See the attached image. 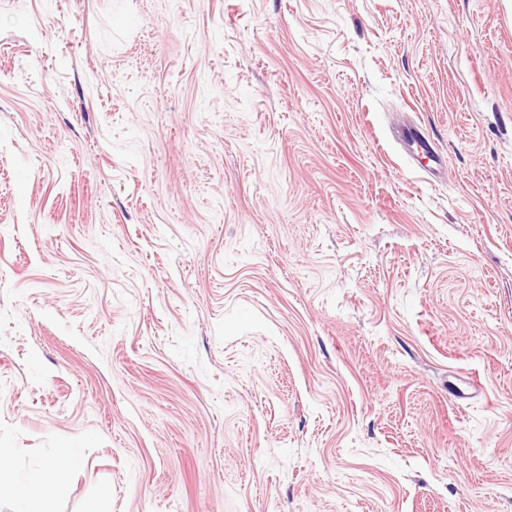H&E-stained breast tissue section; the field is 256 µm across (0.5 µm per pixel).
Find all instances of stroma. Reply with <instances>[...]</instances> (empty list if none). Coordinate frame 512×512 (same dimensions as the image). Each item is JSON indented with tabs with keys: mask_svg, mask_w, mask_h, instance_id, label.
I'll list each match as a JSON object with an SVG mask.
<instances>
[{
	"mask_svg": "<svg viewBox=\"0 0 512 512\" xmlns=\"http://www.w3.org/2000/svg\"><path fill=\"white\" fill-rule=\"evenodd\" d=\"M0 447L51 512H512V0H0ZM396 138L402 144L406 154L416 159L425 167V170L436 173L447 165L442 154L430 145L419 126L415 124L401 126L396 132ZM422 160H427L426 164H423Z\"/></svg>",
	"mask_w": 512,
	"mask_h": 512,
	"instance_id": "obj_1",
	"label": "stroma"
}]
</instances>
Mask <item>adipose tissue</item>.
Returning a JSON list of instances; mask_svg holds the SVG:
<instances>
[{"mask_svg": "<svg viewBox=\"0 0 512 512\" xmlns=\"http://www.w3.org/2000/svg\"><path fill=\"white\" fill-rule=\"evenodd\" d=\"M12 459V449L0 448V499L12 501L14 512H48L45 489L61 481L66 464L52 462L37 475L18 481L11 475Z\"/></svg>", "mask_w": 512, "mask_h": 512, "instance_id": "adipose-tissue-1", "label": "adipose tissue"}]
</instances>
